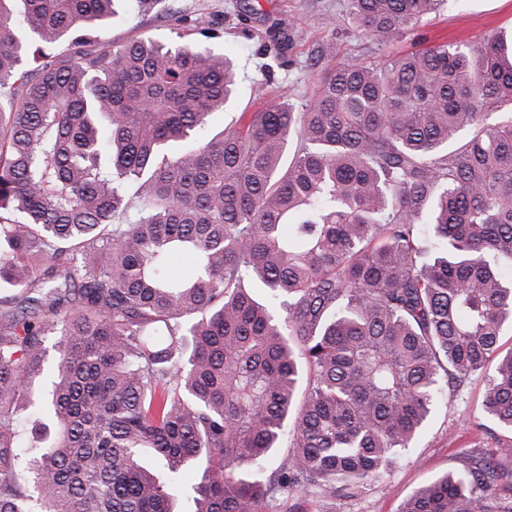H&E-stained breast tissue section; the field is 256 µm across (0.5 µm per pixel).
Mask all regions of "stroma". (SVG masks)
<instances>
[{
	"instance_id": "1",
	"label": "stroma",
	"mask_w": 512,
	"mask_h": 512,
	"mask_svg": "<svg viewBox=\"0 0 512 512\" xmlns=\"http://www.w3.org/2000/svg\"><path fill=\"white\" fill-rule=\"evenodd\" d=\"M167 11L106 21L104 40L123 43L148 35L177 41L184 20L198 21L189 39L226 56L238 79L224 110L215 112L197 137L205 141L251 112L288 92L294 104L311 98L316 84L337 63L351 58L382 63L387 56L448 43L484 46L500 29L512 27V0H447L423 26L398 41L380 43L362 35L345 17L344 0H166ZM335 27H327L328 19ZM484 383L475 380L460 396H445L427 421L416 446L368 483L354 499H312L309 512H398L422 484L465 467L474 444L496 453L495 443L476 429Z\"/></svg>"
}]
</instances>
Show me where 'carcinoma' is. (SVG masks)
<instances>
[{
    "label": "carcinoma",
    "mask_w": 512,
    "mask_h": 512,
    "mask_svg": "<svg viewBox=\"0 0 512 512\" xmlns=\"http://www.w3.org/2000/svg\"><path fill=\"white\" fill-rule=\"evenodd\" d=\"M120 1L166 2L0 0V512H309L479 377L512 433V29L340 62L200 144L231 60L103 40ZM444 2L347 0L378 42ZM497 443L398 512H512Z\"/></svg>",
    "instance_id": "carcinoma-1"
}]
</instances>
